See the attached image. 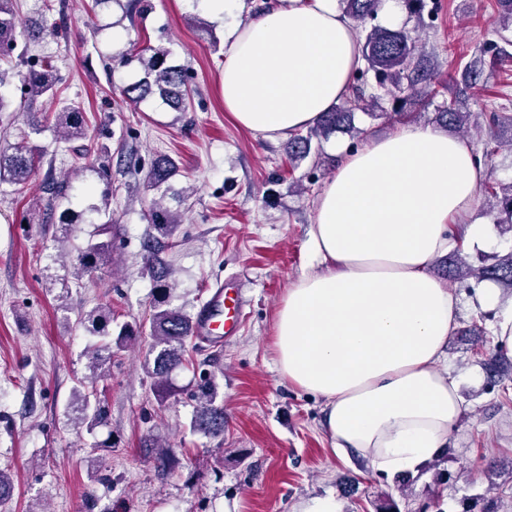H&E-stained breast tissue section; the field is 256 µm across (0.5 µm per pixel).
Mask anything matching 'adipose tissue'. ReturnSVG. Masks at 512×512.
<instances>
[{"label":"adipose tissue","mask_w":512,"mask_h":512,"mask_svg":"<svg viewBox=\"0 0 512 512\" xmlns=\"http://www.w3.org/2000/svg\"><path fill=\"white\" fill-rule=\"evenodd\" d=\"M359 61L338 0H277L230 32L224 107L238 125L286 138L339 103ZM334 150L341 161L309 234L313 264L277 310V364L322 398L337 454L413 472L443 451L461 413L441 366L459 300L430 268L453 248L451 224L470 212L486 172L466 140L428 126ZM476 302L497 310L495 344L512 356V300L489 283Z\"/></svg>","instance_id":"ef3b65f1"}]
</instances>
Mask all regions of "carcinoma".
Segmentation results:
<instances>
[{"instance_id":"obj_1","label":"carcinoma","mask_w":512,"mask_h":512,"mask_svg":"<svg viewBox=\"0 0 512 512\" xmlns=\"http://www.w3.org/2000/svg\"><path fill=\"white\" fill-rule=\"evenodd\" d=\"M344 12L353 21L363 24L379 10L380 0H343ZM16 0H0V60L11 57L17 42V31L21 25L15 8ZM359 52L367 69L375 73L377 87L384 89L392 86L401 88L403 80L410 81L409 89L413 94L409 101L431 98L438 94L431 75L425 71L423 61L417 56V46L403 28L391 29L374 26L366 31L359 42ZM169 51L158 50L143 60L142 76L123 89V95L130 101H139L149 95H157L174 110L183 112L187 106L190 89L186 84L181 67L168 64ZM60 79L53 74L51 66L39 64L29 68L22 79V99L24 103L38 98H51L57 93ZM352 95L334 109L325 113L307 134H297L288 140V155L293 159L307 157L312 148L313 139L328 138L336 132L354 130V110H366L375 102L377 94H366L364 87L351 84ZM469 113L457 109V101L450 100L435 113V122L442 127L463 130L467 125ZM488 126L486 153L493 154L496 148L498 128L512 126V115L504 112H492L486 116ZM85 118L79 109L70 108L54 114V129L64 141L79 140L85 137ZM38 149L29 143V134L22 131L14 143L0 146V184L23 185L27 183L35 169V154ZM174 175V166L160 155L155 158L147 173L148 184L159 188L168 183ZM151 221L158 236L168 238L177 229V220L166 210L156 206L151 208ZM78 260L85 272H91L112 262V248L109 242L90 240L78 254ZM154 280L156 297L149 317L148 358L145 360L146 373L154 379L157 396L163 398L173 391L171 374L185 361L186 341L190 337L191 317L169 304L168 268L157 262L149 267ZM476 274L484 280L495 282L512 290V255L499 263L479 269H466L461 265L448 269V275L465 276ZM78 324L92 336L109 335L107 328L112 325V308L108 305L97 306L78 319ZM135 335L130 325L120 327L114 342L104 343L92 352L90 364L92 371L105 367L112 359V346H122L127 339ZM194 397L197 402L193 429L211 437L224 435V400L220 397L214 379L210 378L196 386ZM74 412V424L91 431L105 422L106 409L95 398L93 387L82 383L72 390L70 398Z\"/></svg>"}]
</instances>
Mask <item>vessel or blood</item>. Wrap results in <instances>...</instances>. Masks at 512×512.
Returning a JSON list of instances; mask_svg holds the SVG:
<instances>
[{
  "instance_id": "b4317fda",
  "label": "vessel or blood",
  "mask_w": 512,
  "mask_h": 512,
  "mask_svg": "<svg viewBox=\"0 0 512 512\" xmlns=\"http://www.w3.org/2000/svg\"><path fill=\"white\" fill-rule=\"evenodd\" d=\"M242 316V285L236 281L210 298L207 310L196 317L191 334L216 342L228 339L237 334Z\"/></svg>"
}]
</instances>
